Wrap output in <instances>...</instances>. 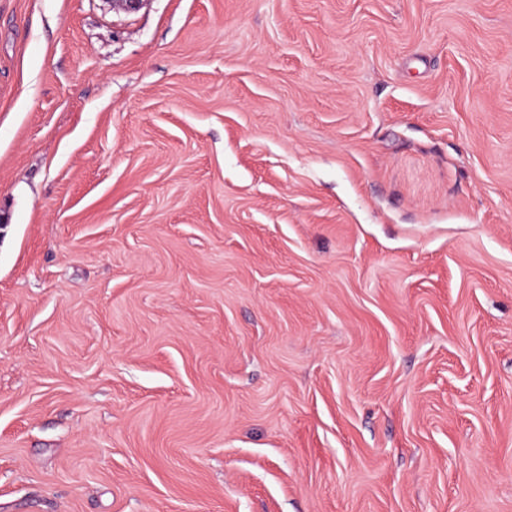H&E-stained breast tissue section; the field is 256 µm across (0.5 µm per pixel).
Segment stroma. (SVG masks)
<instances>
[{
  "label": "stroma",
  "instance_id": "stroma-1",
  "mask_svg": "<svg viewBox=\"0 0 512 512\" xmlns=\"http://www.w3.org/2000/svg\"><path fill=\"white\" fill-rule=\"evenodd\" d=\"M0 512H512V0H0Z\"/></svg>",
  "mask_w": 512,
  "mask_h": 512
}]
</instances>
